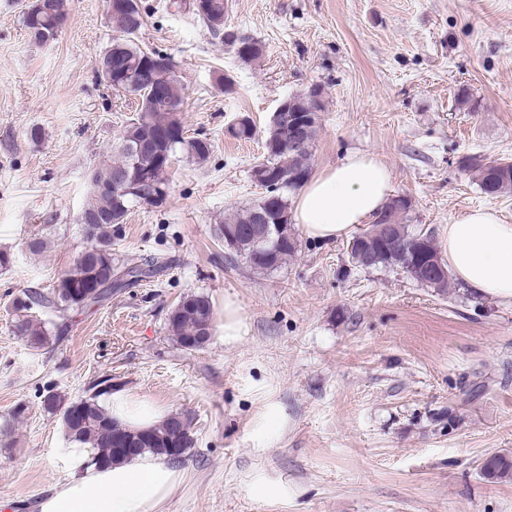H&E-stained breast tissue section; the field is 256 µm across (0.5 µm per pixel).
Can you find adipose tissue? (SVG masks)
<instances>
[{
	"instance_id": "adipose-tissue-1",
	"label": "adipose tissue",
	"mask_w": 512,
	"mask_h": 512,
	"mask_svg": "<svg viewBox=\"0 0 512 512\" xmlns=\"http://www.w3.org/2000/svg\"><path fill=\"white\" fill-rule=\"evenodd\" d=\"M393 175L376 155L352 153L315 174L299 193L294 221L311 239L333 242L350 237L375 218L392 193ZM446 263L451 274L476 295L512 302V224L491 208H477L448 227ZM114 419L130 429H146L165 417L149 398L125 391L112 394ZM72 476L40 503V512H158L186 473L149 452L109 467L94 464L89 449L66 450Z\"/></svg>"
}]
</instances>
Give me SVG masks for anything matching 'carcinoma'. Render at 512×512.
Instances as JSON below:
<instances>
[{"label": "carcinoma", "instance_id": "carcinoma-1", "mask_svg": "<svg viewBox=\"0 0 512 512\" xmlns=\"http://www.w3.org/2000/svg\"><path fill=\"white\" fill-rule=\"evenodd\" d=\"M208 9L193 0L194 16L202 20L216 35H224V43L235 48L242 61H255L264 52L262 43L250 36L242 37L224 28L225 0H206ZM69 0H45L46 12L23 15V24L30 37L39 45L54 42L62 31L61 23L68 18ZM110 25L121 36L112 40L100 54L98 63L120 60V67L129 80L125 94L137 101L136 113L124 126L118 141L112 145L107 159L95 165L98 176L106 179L119 171L131 173L122 191L88 192L81 213L98 215V224H84L82 231L88 240L70 268L58 279L51 295L30 292L13 301L18 335L24 336L35 347L49 342V331L44 323L32 315L38 307H53L59 312L80 307V291L94 284H107L96 296L100 304L125 282L149 279L156 272L158 261L149 258L138 262L128 259L117 265L112 254V225L124 223L129 208L145 199L142 192L151 182L167 178L164 165L179 151L195 163L208 162L213 152L210 139L190 136L178 115L184 108L185 97L178 79L176 65L171 57L158 50L144 49L138 34L145 25V12L132 15H114ZM163 77L167 97L156 99L151 87L138 83V69ZM325 103L322 89L312 86L288 98L287 115L291 119L312 117L311 139H316L321 128ZM311 151L294 153L288 149V124L270 125L264 136L262 160L250 171L251 181L262 189L258 200L236 211L227 224L237 228L251 226L256 233L269 220L275 230L272 244L258 242V236L236 237L231 250L243 257L258 273H270L282 267L295 255L300 241L291 224L288 195L307 181L312 171ZM460 166L475 174L478 186L489 196L512 193V161L507 159L465 157ZM411 205L399 209L387 203L381 215L392 226L380 235H373L369 227L367 239L362 241L358 253H348L355 268H402L422 286L446 292L450 287L448 269L442 268L435 278L423 275L419 261L425 253L437 249L432 233L413 232L404 223ZM213 312L207 297L196 294L184 296L170 311L167 332L182 349L195 351L210 339ZM105 387L95 394L77 401H66L59 395L47 399L49 409L61 415L68 438L78 444L96 449L94 460L112 464L128 460L144 452L164 455L173 460L182 459L191 448V423L188 418L172 414L148 432L133 431L120 426L114 419L103 396L112 393V379L103 380ZM482 475L491 480L512 476V456L493 454L481 465Z\"/></svg>", "mask_w": 512, "mask_h": 512}]
</instances>
